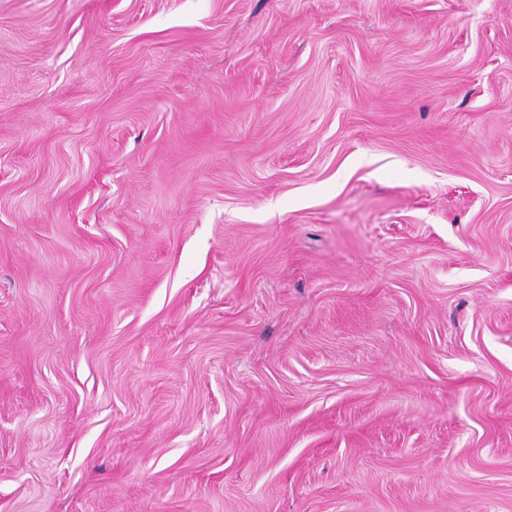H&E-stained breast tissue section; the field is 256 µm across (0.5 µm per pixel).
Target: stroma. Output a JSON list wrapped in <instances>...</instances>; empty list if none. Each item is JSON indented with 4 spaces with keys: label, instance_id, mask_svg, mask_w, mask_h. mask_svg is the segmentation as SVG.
Masks as SVG:
<instances>
[{
    "label": "stroma",
    "instance_id": "35a3bbf8",
    "mask_svg": "<svg viewBox=\"0 0 512 512\" xmlns=\"http://www.w3.org/2000/svg\"><path fill=\"white\" fill-rule=\"evenodd\" d=\"M0 512H512V0H0Z\"/></svg>",
    "mask_w": 512,
    "mask_h": 512
}]
</instances>
